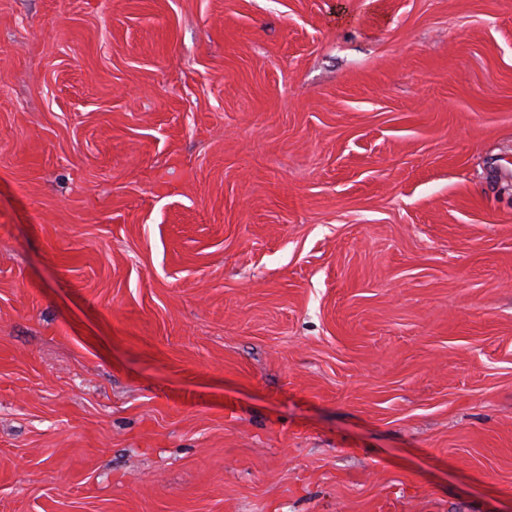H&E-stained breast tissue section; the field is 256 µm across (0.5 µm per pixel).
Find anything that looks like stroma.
I'll list each match as a JSON object with an SVG mask.
<instances>
[{
	"instance_id": "stroma-1",
	"label": "stroma",
	"mask_w": 512,
	"mask_h": 512,
	"mask_svg": "<svg viewBox=\"0 0 512 512\" xmlns=\"http://www.w3.org/2000/svg\"><path fill=\"white\" fill-rule=\"evenodd\" d=\"M0 512H512V0H0Z\"/></svg>"
}]
</instances>
